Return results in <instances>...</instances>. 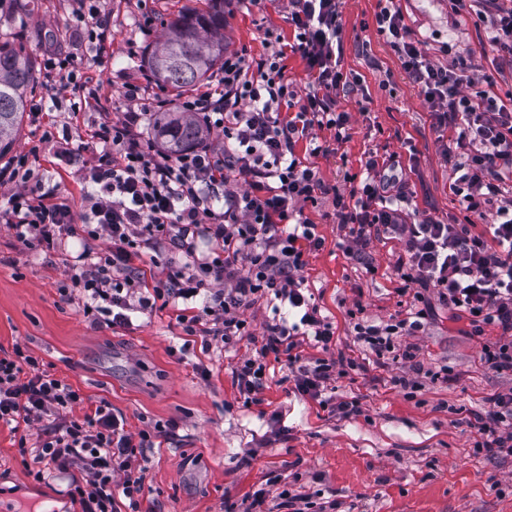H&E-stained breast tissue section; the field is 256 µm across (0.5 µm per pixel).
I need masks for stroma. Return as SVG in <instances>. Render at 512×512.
I'll return each instance as SVG.
<instances>
[{"mask_svg": "<svg viewBox=\"0 0 512 512\" xmlns=\"http://www.w3.org/2000/svg\"><path fill=\"white\" fill-rule=\"evenodd\" d=\"M418 47L432 64L470 57L490 75L500 95L512 93V56L493 47L487 25L476 15L456 13L450 0H396ZM204 0H106L114 37L92 52L72 22L77 0H27L25 9L0 10V43L23 46L31 58L36 89L29 96L13 155L28 154L33 183L55 190L80 211L81 165L103 153L90 134L103 120L120 121L127 110V85L145 86L148 99L179 103L180 92L160 87L145 61L161 43L167 22L178 12L200 9ZM381 0H343L344 72L360 77L357 91L339 96L350 113V138L336 153L309 157L324 183L339 191L363 180L369 154L396 155L407 167L414 208L448 224L486 229V219L466 211L451 194L450 140L428 111L419 88L408 78L397 52L382 35L376 16ZM291 40L286 0H232L224 14L227 50L253 59L265 52L267 33ZM63 53L77 59L82 77L98 85L107 106L90 102L79 116L70 110L67 74L47 75V58ZM368 99L367 109L358 102ZM77 153L71 163L58 153L59 136ZM324 239L308 252L302 275L313 301L333 323L329 351L306 347L310 357L342 355L359 368L339 379L336 393L356 396L362 412L346 417L301 396L288 381L286 359L267 356L262 406L246 405L233 372L261 343L245 339L230 348L202 351L185 359L170 349L181 334L179 308L133 316L125 328H92L76 304L61 300L56 285L67 278L80 251V238L64 235L54 250H23L12 230L0 223V348L26 347L46 370L81 390L85 406L107 400L130 434L154 424L167 434L145 449L141 512H246L254 491L265 489L275 505L280 485L294 493L332 501L335 512H512V456L476 451L475 413L495 393L512 391V373L484 363L481 347L498 332L472 326L466 317L436 306L425 331L398 337L412 345L421 364L416 397L393 385L401 364L376 362L354 341L352 312L386 321L404 317L410 296L399 295L395 266L402 254L394 240H377L365 261L339 247L331 199L305 210ZM447 371L448 380L438 379ZM19 433L0 424V505L7 512H82L72 494L79 472L40 468L20 454ZM280 484H273V477Z\"/></svg>", "mask_w": 512, "mask_h": 512, "instance_id": "stroma-1", "label": "stroma"}]
</instances>
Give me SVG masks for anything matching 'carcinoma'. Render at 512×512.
Returning a JSON list of instances; mask_svg holds the SVG:
<instances>
[{
  "label": "carcinoma",
  "instance_id": "cac0c4a2",
  "mask_svg": "<svg viewBox=\"0 0 512 512\" xmlns=\"http://www.w3.org/2000/svg\"><path fill=\"white\" fill-rule=\"evenodd\" d=\"M224 60V0H207V9L186 11L167 25L147 70L162 87L180 90L204 80ZM36 85L33 63L23 46L0 45V157L15 146L27 93ZM158 135L165 149L179 154L202 138V127L187 116L167 113Z\"/></svg>",
  "mask_w": 512,
  "mask_h": 512
}]
</instances>
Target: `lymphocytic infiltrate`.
<instances>
[{
    "label": "lymphocytic infiltrate",
    "instance_id": "obj_1",
    "mask_svg": "<svg viewBox=\"0 0 512 512\" xmlns=\"http://www.w3.org/2000/svg\"><path fill=\"white\" fill-rule=\"evenodd\" d=\"M452 2L456 11L485 19L490 42L512 52V0ZM287 8L292 44L274 37L256 61L242 52L226 53L214 75L215 90L179 105L206 129L221 130L222 144L202 142L178 156L149 145L141 132L148 118L140 110L143 96L132 85L124 93L129 110L123 119L104 121L94 133L104 153L83 172L82 212L28 190L32 174L23 154L0 174V187H12L0 218L28 250H50L55 236L82 232L83 250L57 292L66 301L80 298L95 328L125 327L133 313L179 300L185 336L200 338L205 349L233 346L252 335L243 309L271 298L273 316L263 326L260 351L234 371L247 403L258 406L267 355H285L296 391L316 401L357 367L351 359H309L300 350V335L325 350L335 335L304 295L301 275L306 252L324 243L305 209L331 195L349 256L363 258L380 237L402 246L397 276L402 290H414L418 309L386 323L358 320L354 338L376 358L399 360L409 373L395 378V385L418 390L412 378L415 349L395 340L423 330L434 302L512 334V99H502L489 76L477 74L465 58L450 67L428 62L402 13L384 6L376 17L379 32L398 52L439 126L452 134L449 190L466 211L491 216L492 222L487 233L475 234L465 224L413 219L407 180L392 156H369L361 187L330 191L296 148L302 143L309 155L326 156L350 137V115L336 109L338 94L352 93L359 84L339 67L342 0H288ZM290 52L300 56L311 79L302 95L285 75ZM465 84L471 94H462ZM324 128L332 130L331 140L319 139ZM199 226L215 243L214 256L197 254L190 232ZM167 252L181 253L183 267L147 282L138 260ZM430 289L436 300L427 297ZM83 402L78 389L41 368L23 347L0 355V423L25 424L28 432L19 443L34 446L37 462L83 474V512H119L121 499L129 512H137L140 457L154 447L163 427L129 434L105 400L83 418H70L69 410ZM490 403L487 414L475 418V447L512 454V391L493 395Z\"/></svg>",
    "mask_w": 512,
    "mask_h": 512
}]
</instances>
